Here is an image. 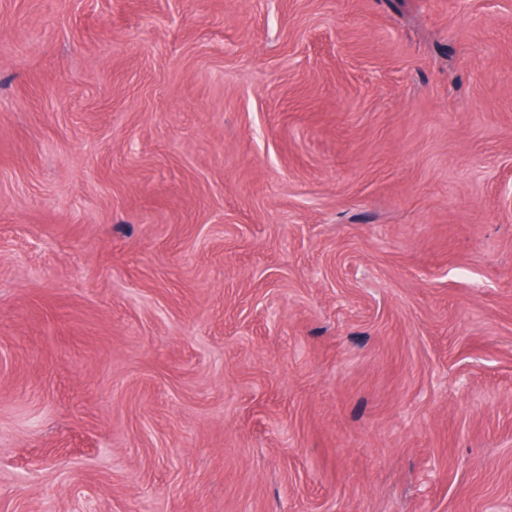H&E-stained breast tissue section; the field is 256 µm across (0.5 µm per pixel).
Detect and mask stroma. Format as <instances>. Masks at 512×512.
I'll use <instances>...</instances> for the list:
<instances>
[{
	"instance_id": "stroma-1",
	"label": "stroma",
	"mask_w": 512,
	"mask_h": 512,
	"mask_svg": "<svg viewBox=\"0 0 512 512\" xmlns=\"http://www.w3.org/2000/svg\"><path fill=\"white\" fill-rule=\"evenodd\" d=\"M0 512H512V0H0Z\"/></svg>"
}]
</instances>
